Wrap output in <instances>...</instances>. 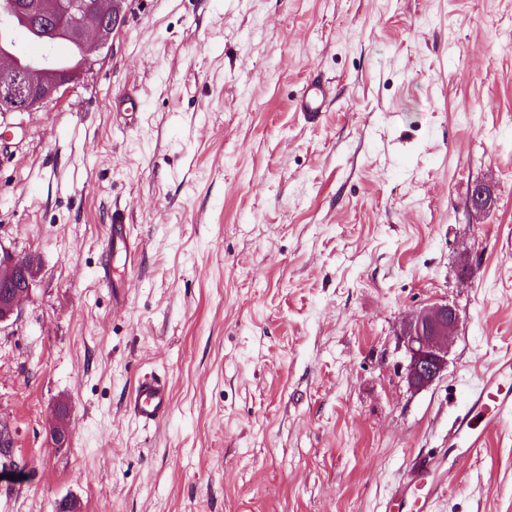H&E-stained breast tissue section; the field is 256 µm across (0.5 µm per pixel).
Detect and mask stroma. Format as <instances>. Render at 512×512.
Wrapping results in <instances>:
<instances>
[{"mask_svg": "<svg viewBox=\"0 0 512 512\" xmlns=\"http://www.w3.org/2000/svg\"><path fill=\"white\" fill-rule=\"evenodd\" d=\"M96 57L0 115V247L32 267L0 325V512H393L512 348V0H127ZM117 208L133 265L103 250ZM435 302L459 327L414 393L399 332ZM146 376L172 395L150 427ZM448 463L434 512H512V418ZM332 99L331 85L318 77H313L304 85L296 109L309 117H316L326 112ZM126 408L144 426L159 423L171 409L170 393L166 384L152 376L143 377L132 391Z\"/></svg>", "mask_w": 512, "mask_h": 512, "instance_id": "1", "label": "stroma"}]
</instances>
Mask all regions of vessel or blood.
<instances>
[{"label": "vessel or blood", "mask_w": 512, "mask_h": 512, "mask_svg": "<svg viewBox=\"0 0 512 512\" xmlns=\"http://www.w3.org/2000/svg\"><path fill=\"white\" fill-rule=\"evenodd\" d=\"M332 100L331 85L317 77L310 78L297 100V111L310 117L325 112ZM106 251H121L127 263L139 256V243L130 236L125 218L112 215V232L105 242ZM126 408L143 425L159 423L171 409L170 393L166 384L153 377H143L132 391ZM512 415V352L501 355L483 375L480 385L467 396L466 410L454 420L448 430V442L463 445L465 453L483 448L486 429L477 425L479 419L496 422ZM456 473L445 466L440 453L417 457L403 486L396 495L401 503L428 505L436 500L454 482Z\"/></svg>", "instance_id": "1"}]
</instances>
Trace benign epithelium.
Masks as SVG:
<instances>
[{
    "label": "benign epithelium",
    "mask_w": 512,
    "mask_h": 512,
    "mask_svg": "<svg viewBox=\"0 0 512 512\" xmlns=\"http://www.w3.org/2000/svg\"><path fill=\"white\" fill-rule=\"evenodd\" d=\"M125 0H21L20 7L39 16H48L55 26L81 47L76 67L57 71L46 66L25 69L13 57L0 54V112H33L55 101L71 84H78L95 65L94 50L112 40L123 17ZM492 191L477 182L470 204L476 211L488 207ZM31 268L15 260L0 246V324L8 321L31 293ZM459 315L443 302L423 307L403 323L400 341L406 355L405 378L412 391L439 381L448 369L451 338L457 332Z\"/></svg>",
    "instance_id": "1"
}]
</instances>
